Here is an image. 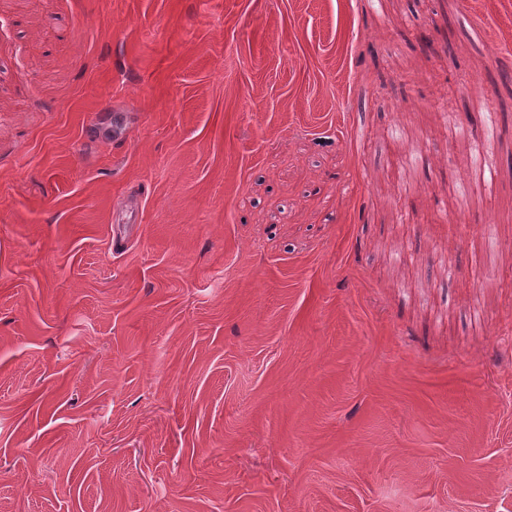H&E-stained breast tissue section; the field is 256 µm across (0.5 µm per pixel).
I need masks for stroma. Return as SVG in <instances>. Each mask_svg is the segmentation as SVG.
<instances>
[{"label":"stroma","mask_w":512,"mask_h":512,"mask_svg":"<svg viewBox=\"0 0 512 512\" xmlns=\"http://www.w3.org/2000/svg\"><path fill=\"white\" fill-rule=\"evenodd\" d=\"M0 512H512V0H0ZM482 150H477L471 164V176L467 181L459 184L457 188V198L459 210H468L478 197L480 188H483V173L481 166ZM141 200L137 197L126 205L125 209L114 211L113 221L122 225V231L116 232L112 226V248L120 249L130 239L129 224L139 223Z\"/></svg>","instance_id":"stroma-1"}]
</instances>
